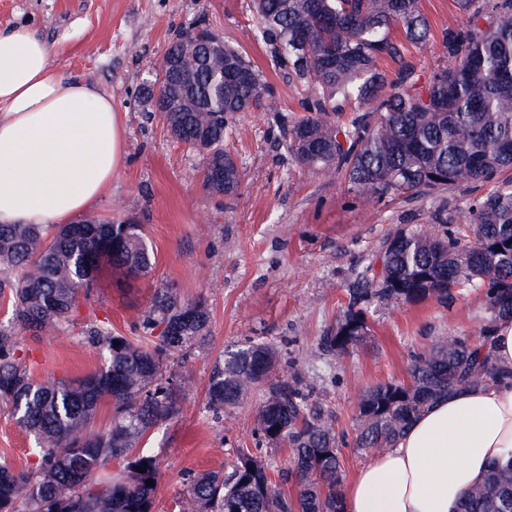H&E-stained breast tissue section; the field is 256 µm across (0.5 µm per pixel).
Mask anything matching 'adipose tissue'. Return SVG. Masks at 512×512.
<instances>
[{"mask_svg": "<svg viewBox=\"0 0 512 512\" xmlns=\"http://www.w3.org/2000/svg\"><path fill=\"white\" fill-rule=\"evenodd\" d=\"M28 26L0 28V224H64L90 210L124 158L125 115L51 67ZM512 462V381L435 400L345 490V512H459L492 462Z\"/></svg>", "mask_w": 512, "mask_h": 512, "instance_id": "ef3b65f1", "label": "adipose tissue"}]
</instances>
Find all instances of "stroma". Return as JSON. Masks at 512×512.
I'll return each instance as SVG.
<instances>
[{"instance_id": "1", "label": "stroma", "mask_w": 512, "mask_h": 512, "mask_svg": "<svg viewBox=\"0 0 512 512\" xmlns=\"http://www.w3.org/2000/svg\"><path fill=\"white\" fill-rule=\"evenodd\" d=\"M436 37L410 48L406 60L417 86L448 62L439 32L463 23L455 0H420ZM27 24L53 49L54 68L75 73L110 94L126 115V156L92 213L143 225L156 264L125 282L104 272L79 297L69 326L20 334L22 358L40 381L78 378L103 358L81 336L92 318L109 319L113 333L139 338V319L156 288L204 299L210 313L207 344L168 361L182 378V412L153 442L160 460L155 512H174L189 473L219 471L238 449L255 448L262 394L247 391L222 420L205 407V388L224 346L258 338L279 356V376H301L313 400L336 418L344 435V478L369 454L354 445V415L369 388L402 381L413 354L448 336H475L490 319L483 287L453 289L448 298L364 307L371 332L343 358L320 354V336L343 316L348 290L385 243L399 233L427 230L446 209L464 223L469 203L495 191L506 173L431 194L367 200L349 193L338 175H322L288 161L278 142L281 120L303 117L299 86L255 36L250 0H0V26ZM206 25L239 48L272 86L277 111L237 113L228 147L245 173L232 199L202 187L199 155L174 139L160 114L145 111L140 86L173 39ZM32 442L0 405V462L32 466Z\"/></svg>"}]
</instances>
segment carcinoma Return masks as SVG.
Instances as JSON below:
<instances>
[{"mask_svg":"<svg viewBox=\"0 0 512 512\" xmlns=\"http://www.w3.org/2000/svg\"><path fill=\"white\" fill-rule=\"evenodd\" d=\"M463 25L441 33L450 63L419 90L404 64L406 45L434 38L419 0H251L257 37L273 61L304 85L308 115L284 128L281 148L299 167L340 175L357 197L427 194L448 184L487 179L512 169V0H457ZM191 51L190 86L168 83V99L187 100L177 139L202 155L203 187L238 194L244 173L224 148L235 114L278 111L273 88L236 48L224 45V71L201 65L206 47L178 35ZM399 64L390 78L382 61ZM341 100L350 118L335 114ZM468 223L400 233L386 242L381 269L348 289V308L320 337L318 350L338 357L370 332L359 304L446 299L455 288L486 289L489 324L459 336L453 348L435 343L413 356L408 380L369 389L356 412L355 445L371 453L391 447L411 420L437 398L470 385L512 378L488 346L497 323L512 320V179L475 199ZM155 264L143 226L99 217L77 224H0V294L14 306V326L0 325V402L30 433L32 469L0 465V512H153L158 457L146 435L179 417L181 386L167 361L205 345L210 315L204 300L178 289H156L141 317L143 340L112 334L98 320L86 342L104 353L98 370L76 379L36 380L19 357V330L71 323L80 291L92 288L104 265L125 276H147ZM274 349L258 340L224 347L209 373L208 408L233 410L246 391L263 388L255 434L270 448L286 446L290 466L272 478L270 466L240 450L225 472L189 476L177 512H344L340 444L335 420L310 400L302 381L276 378ZM112 402V426L95 433L98 404ZM118 470H112V465ZM145 472L140 473L136 468ZM153 485H146V481ZM293 484L294 493L286 486ZM460 512H512V466L496 463L467 491Z\"/></svg>","mask_w":512,"mask_h":512,"instance_id":"obj_1","label":"carcinoma"}]
</instances>
